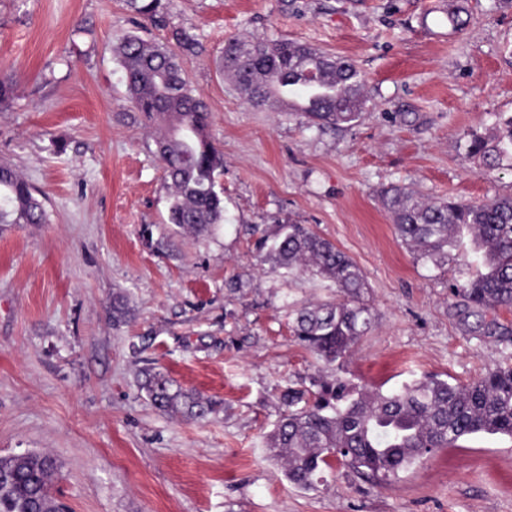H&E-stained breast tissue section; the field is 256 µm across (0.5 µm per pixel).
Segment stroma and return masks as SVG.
<instances>
[{
    "mask_svg": "<svg viewBox=\"0 0 512 512\" xmlns=\"http://www.w3.org/2000/svg\"><path fill=\"white\" fill-rule=\"evenodd\" d=\"M439 0H161L149 37L201 48L183 59L224 155L223 224L168 222L152 128L128 101L114 43L126 0H0V163L42 201L44 224L0 226V456L47 453L63 512H512V438L477 434L385 486L335 466L289 483L265 453L282 394L339 377L390 391L512 364V305L490 336L451 291L457 264L418 262L381 202L512 196V159L469 155L512 115V0H461L465 29L435 35ZM288 38L354 60L370 99L348 128L255 107L218 68L226 42ZM306 224L362 270L371 331L344 366L293 335L295 310L334 300L328 280L260 254L253 227ZM131 310L112 319V301ZM154 368L211 402L203 419L156 408Z\"/></svg>",
    "mask_w": 512,
    "mask_h": 512,
    "instance_id": "35a3bbf8",
    "label": "stroma"
}]
</instances>
